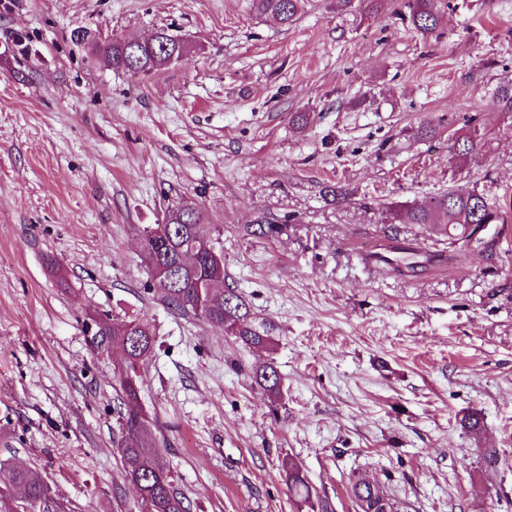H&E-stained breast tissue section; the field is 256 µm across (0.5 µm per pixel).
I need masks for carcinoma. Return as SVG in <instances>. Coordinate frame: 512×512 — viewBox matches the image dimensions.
<instances>
[{
	"label": "carcinoma",
	"instance_id": "cac0c4a2",
	"mask_svg": "<svg viewBox=\"0 0 512 512\" xmlns=\"http://www.w3.org/2000/svg\"><path fill=\"white\" fill-rule=\"evenodd\" d=\"M305 0H251V9L261 17H271L283 25H291L303 9ZM384 0H336L339 12H359L377 15ZM445 0H408V12L403 16L418 35L428 38L438 32ZM71 40L81 46L103 66L130 75L141 81L174 65L173 57L181 51V38L165 29L156 31L148 42L135 37H102L83 27L75 28ZM457 155L477 157L488 147L489 141L482 117L468 118L455 137ZM187 199H181L168 209L165 218L171 221L170 233L155 238L156 224L143 230V248L157 250L158 259L166 265L191 259L189 267L177 278L176 285L164 282L150 284L153 296L167 308L183 316L202 320L226 336L254 347L271 345L270 336L256 326L250 307L235 288L225 287L212 293L206 288L211 281H225L224 253L219 242L221 230L210 223L198 205L187 209ZM396 221L401 224H419L424 228H438L460 258L466 259L475 252L468 249L466 241L477 224H505L508 213L484 194L471 190H450L431 196L421 202H411L396 211ZM387 254L373 253L370 258L386 264L406 263V269L416 272L422 262L411 261L416 250L397 235L388 236ZM91 344L100 353L113 346L125 348L123 366L114 375L117 402L113 407L118 425L114 447L124 479L137 486L146 512H190L187 499L174 484V477L159 452V442L148 437L150 420L141 400V380L138 374L140 361L155 346V337L149 325L139 319L110 322L92 319ZM252 384L257 386L270 405L275 407L282 400V380L272 363L254 366L248 371ZM288 490L295 501L315 508L313 488L303 468L290 459L283 466ZM19 489L27 494L30 503H38L50 512H65L52 498L49 487L29 466L9 459L0 460V512H14L11 491ZM350 493L359 512H399L396 499L379 480L365 477L355 479Z\"/></svg>",
	"mask_w": 512,
	"mask_h": 512
}]
</instances>
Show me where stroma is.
<instances>
[{"label":"stroma","instance_id":"obj_1","mask_svg":"<svg viewBox=\"0 0 512 512\" xmlns=\"http://www.w3.org/2000/svg\"><path fill=\"white\" fill-rule=\"evenodd\" d=\"M449 3L424 40L403 0L371 18L306 0L288 28L249 0H0V460L35 469L69 512H137L112 447L121 352L85 333L126 316L156 335L141 402L190 512H309L289 457L327 512H355L359 476L402 512H512V250L414 275L365 260L391 229L447 250L395 221L404 203L474 189L512 204L497 101L512 0ZM77 27L166 28L190 50L140 81L88 60ZM469 113L490 139L476 160L449 138ZM184 196L222 231L227 282L271 347L148 293L142 232ZM281 222L276 238L249 231ZM265 362L275 411L247 377ZM471 411L477 436L460 425ZM288 490L293 494L295 501L306 504L315 511L313 488L311 487L303 468L292 459H288L283 466Z\"/></svg>","mask_w":512,"mask_h":512}]
</instances>
